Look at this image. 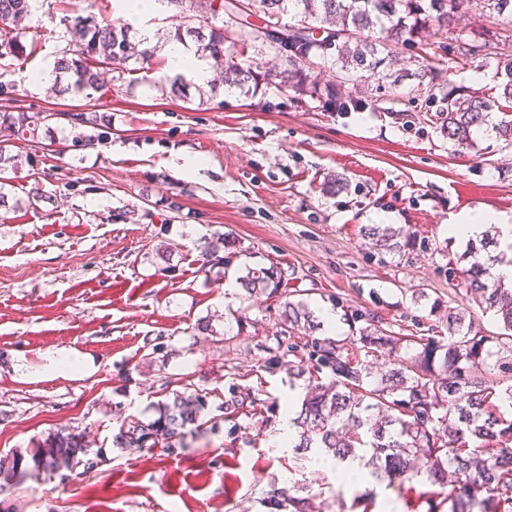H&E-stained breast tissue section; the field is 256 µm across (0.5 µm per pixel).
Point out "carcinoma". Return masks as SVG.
I'll return each instance as SVG.
<instances>
[{"label": "carcinoma", "mask_w": 512, "mask_h": 512, "mask_svg": "<svg viewBox=\"0 0 512 512\" xmlns=\"http://www.w3.org/2000/svg\"><path fill=\"white\" fill-rule=\"evenodd\" d=\"M34 0H0V60L29 56L19 24ZM179 10L186 34L194 38L193 56L222 58L226 47L241 49L261 41L285 58L258 72L230 62L224 85L258 88L277 82L294 91L295 101L325 97L343 112L364 108L362 84L373 79L375 91L392 87L399 76L386 61L407 47L423 48L426 31L436 26L452 35L455 57L443 61L438 53L419 55L418 83L412 100L438 101L433 119L449 141L462 149L472 146L475 129L487 124L501 103L512 104V50L502 52L494 41V26L512 19V0H156ZM478 7L487 25L474 33L456 26L457 17ZM225 13V24L212 20ZM263 14V25L248 18ZM292 15L295 24L280 23ZM74 35L73 47L57 61L55 82L62 91L90 95L102 88L100 67L120 69L131 59L149 64L154 49L145 39L130 38V27L103 17L76 15L65 19ZM483 46L496 59L502 82L494 91L448 87L447 73L472 63L470 47ZM336 68V78L321 85L311 78L315 61ZM351 91L340 97L345 85ZM52 114L0 110V209L9 208L6 173L17 168L12 140H38ZM365 234L380 248L400 254L409 236L392 226H372ZM491 242L469 245L459 259L462 269L448 268L456 281L455 295L474 298L493 313L498 332L487 334L458 307L433 301L429 314L438 313L444 329L416 319L412 329L362 310H351L352 334L314 336L313 315L304 300L286 299L273 344H262L269 357L263 367L307 382L308 391L294 412L288 447L297 455L312 450L332 454L336 464L369 469L378 482L402 485L425 482L434 490L423 493L426 512H512V286L493 278L490 269L507 261L492 255ZM245 299L281 298L282 271L277 266H247L238 277ZM389 363L384 373L372 371L378 360ZM212 391L200 386L174 390L155 406V418H125L112 435L113 448H187V438L217 425L210 415ZM226 414L263 416L275 411L261 402L253 388L232 384L223 402ZM112 448H93L85 432L58 430L25 455L15 452L0 459V490L25 477L77 476L109 460ZM271 484L261 499L267 512H323L317 495H295Z\"/></svg>", "instance_id": "obj_1"}]
</instances>
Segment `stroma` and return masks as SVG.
I'll use <instances>...</instances> for the list:
<instances>
[{
  "mask_svg": "<svg viewBox=\"0 0 512 512\" xmlns=\"http://www.w3.org/2000/svg\"><path fill=\"white\" fill-rule=\"evenodd\" d=\"M75 14L121 17L116 0H43L23 22L36 51L0 61V109L56 115L50 138L17 143L8 191L22 206L0 210V456L64 426L110 440L124 417L153 419L152 403L187 383L221 404L235 374L260 399L299 404L285 372L261 370L257 345L276 328L279 300H243L225 291V277L275 265L314 316L358 308L406 325L429 313L413 304V290L444 303L454 296L448 261L466 244L449 236V223L477 209L512 221V145L492 128L512 108L493 112L473 148H457L409 100L412 52L393 65L401 81L386 95L368 91L357 112L321 98L300 104L265 84L188 104L152 87L171 75L162 61L182 23L159 6L146 19L158 64L104 69L105 94L85 98L31 80L53 71L67 45L61 20ZM93 111L111 115V125L67 120ZM186 158L202 169L184 171ZM330 174L345 178L343 190H322ZM34 188L41 200L32 209ZM369 224L409 233L408 255L372 248ZM224 233L238 251L227 269H205V241ZM161 245L169 262L155 255ZM231 310L244 331L226 343L219 333ZM205 317L209 337L195 331ZM158 342L167 359L152 355ZM61 352L83 371H56ZM273 483L324 492L325 512H348L367 491L368 512L389 501L415 512L420 490L370 478L339 486L335 469L295 456L274 427L241 416L174 453L116 448L76 481L26 478L0 494V512H264Z\"/></svg>",
  "mask_w": 512,
  "mask_h": 512,
  "instance_id": "35a3bbf8",
  "label": "stroma"
}]
</instances>
